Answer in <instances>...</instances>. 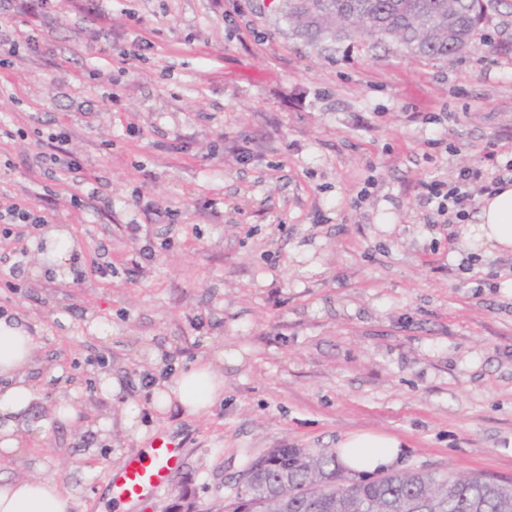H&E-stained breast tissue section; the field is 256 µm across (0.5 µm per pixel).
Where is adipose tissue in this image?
Instances as JSON below:
<instances>
[{
	"label": "adipose tissue",
	"instance_id": "1",
	"mask_svg": "<svg viewBox=\"0 0 512 512\" xmlns=\"http://www.w3.org/2000/svg\"><path fill=\"white\" fill-rule=\"evenodd\" d=\"M467 236L473 250L512 249V183L494 195L482 196L472 216ZM40 265L50 267L57 277H66L76 238L65 228H51ZM41 345L39 336L24 323L0 317V459L23 452L17 432L29 426L34 436L43 438L56 422L70 420L80 403L77 392H70L54 410L52 418L30 419L29 413L39 392L27 378ZM223 348H216L204 359L180 370L171 378L157 381L149 390V405L166 413L177 411L195 417L212 408L224 397ZM398 439L377 433L347 435L338 447V458L349 470L372 473L394 466L401 453ZM73 497L56 478L39 475L7 480L0 477V512H71Z\"/></svg>",
	"mask_w": 512,
	"mask_h": 512
}]
</instances>
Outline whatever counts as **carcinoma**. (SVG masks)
<instances>
[{"mask_svg":"<svg viewBox=\"0 0 512 512\" xmlns=\"http://www.w3.org/2000/svg\"><path fill=\"white\" fill-rule=\"evenodd\" d=\"M284 16L307 44L389 41L410 56L452 61L476 41L484 0H287ZM225 512H512V479L439 476L421 469L345 475L332 448H271L242 477Z\"/></svg>","mask_w":512,"mask_h":512,"instance_id":"1","label":"carcinoma"}]
</instances>
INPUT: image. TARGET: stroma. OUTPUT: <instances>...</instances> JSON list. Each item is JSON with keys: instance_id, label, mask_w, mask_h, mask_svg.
Segmentation results:
<instances>
[{"instance_id": "35a3bbf8", "label": "stroma", "mask_w": 512, "mask_h": 512, "mask_svg": "<svg viewBox=\"0 0 512 512\" xmlns=\"http://www.w3.org/2000/svg\"><path fill=\"white\" fill-rule=\"evenodd\" d=\"M478 35L488 47L448 62L306 45L266 0L0 5V200L68 228L85 273L32 278L36 250L0 235V307L42 341L34 412L81 399L46 439L21 430L0 476L43 467L73 512H106L109 469L162 435L179 468L129 512L183 490L224 512L267 449L376 432L402 441L400 469L512 478V252L473 255L422 198L490 150L512 158V0ZM61 129L83 183L38 165ZM219 343L222 401L196 418L148 406L147 375ZM130 404L143 438L122 428Z\"/></svg>"}]
</instances>
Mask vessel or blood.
Instances as JSON below:
<instances>
[{
    "mask_svg": "<svg viewBox=\"0 0 512 512\" xmlns=\"http://www.w3.org/2000/svg\"><path fill=\"white\" fill-rule=\"evenodd\" d=\"M181 456L179 443L161 439L149 454L126 457L107 476L113 496L139 500L159 493L177 470Z\"/></svg>",
    "mask_w": 512,
    "mask_h": 512,
    "instance_id": "vessel-or-blood-1",
    "label": "vessel or blood"
}]
</instances>
